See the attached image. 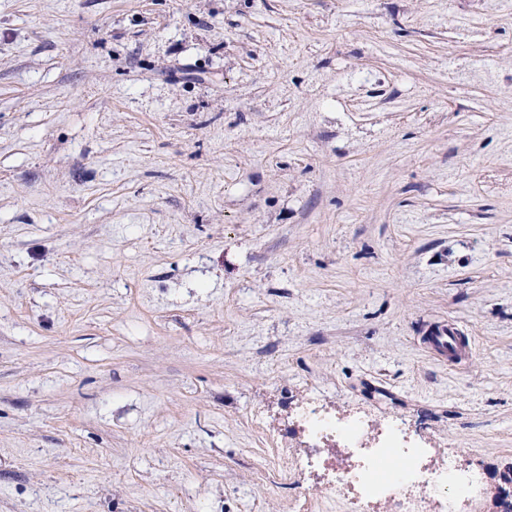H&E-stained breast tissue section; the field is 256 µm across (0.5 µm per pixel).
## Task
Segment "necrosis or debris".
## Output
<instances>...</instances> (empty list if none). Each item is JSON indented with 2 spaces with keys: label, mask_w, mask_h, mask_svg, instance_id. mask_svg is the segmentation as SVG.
<instances>
[{
  "label": "necrosis or debris",
  "mask_w": 512,
  "mask_h": 512,
  "mask_svg": "<svg viewBox=\"0 0 512 512\" xmlns=\"http://www.w3.org/2000/svg\"><path fill=\"white\" fill-rule=\"evenodd\" d=\"M305 427L319 440L341 438L349 453L362 457L363 463L355 472L332 474L323 492L328 502H336L342 498L343 482L354 480L360 487L361 496L355 501L345 500L349 512H366L368 502L388 499L398 501L400 512H426L427 501L433 497L444 499L446 512H453L456 498L470 495L473 490V479L455 466L435 471L423 468L427 448L422 443L405 440L395 431H387L374 446L368 447L363 443L360 420L339 423L314 408L309 409L305 416ZM384 456L403 461L405 468L398 477L387 479L377 476L375 462Z\"/></svg>",
  "instance_id": "1"
}]
</instances>
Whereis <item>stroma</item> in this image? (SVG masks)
I'll return each instance as SVG.
<instances>
[{
    "instance_id": "1",
    "label": "stroma",
    "mask_w": 512,
    "mask_h": 512,
    "mask_svg": "<svg viewBox=\"0 0 512 512\" xmlns=\"http://www.w3.org/2000/svg\"><path fill=\"white\" fill-rule=\"evenodd\" d=\"M313 399L500 512L512 0H0V512H323Z\"/></svg>"
}]
</instances>
